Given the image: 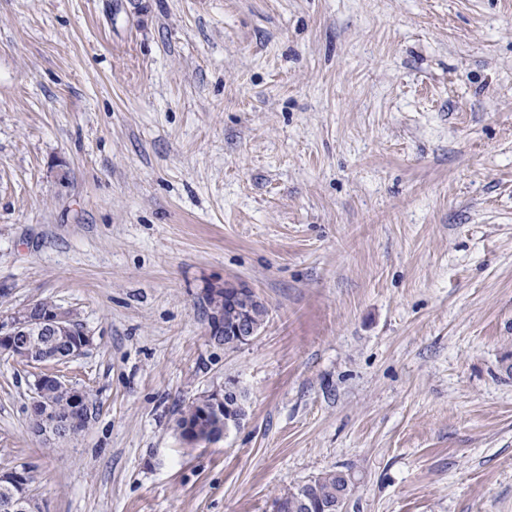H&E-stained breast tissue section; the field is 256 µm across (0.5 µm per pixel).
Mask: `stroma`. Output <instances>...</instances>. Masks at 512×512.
I'll list each match as a JSON object with an SVG mask.
<instances>
[{"label": "stroma", "instance_id": "1", "mask_svg": "<svg viewBox=\"0 0 512 512\" xmlns=\"http://www.w3.org/2000/svg\"><path fill=\"white\" fill-rule=\"evenodd\" d=\"M254 289L249 343L208 288ZM93 338L86 428L34 435L0 354V471L44 512H512V0H0V317ZM235 379L247 417L187 444ZM226 290L230 293L231 299L236 301L239 305L238 309L242 312V316L238 323L231 329L233 336L224 334V326H231L234 321L238 318V313L234 306L230 303L229 298L224 294V298L221 295L214 293H206L205 300L207 306L211 312H215L217 309H223L222 312H216L215 318L211 324V336L217 342L224 336L222 341L224 349H235L239 346L237 336L244 344L253 340L257 335V329L253 326L249 319L245 316V313L249 310L251 300L256 299L253 303L250 314L251 321L258 326L259 330L266 323L269 315V310L266 304L256 295L252 288L244 287L240 285H225ZM231 288V289H227ZM200 398V397H199ZM199 398H195L190 403H188L179 414L177 418L176 424L179 428V433L181 437L190 445H195L194 435L196 432V427L194 424L184 425L187 423H192L196 419L199 418L198 413L201 411V407L199 405ZM181 427V428H180ZM355 477L348 470H331L288 487L272 502L273 512H345Z\"/></svg>", "mask_w": 512, "mask_h": 512}]
</instances>
